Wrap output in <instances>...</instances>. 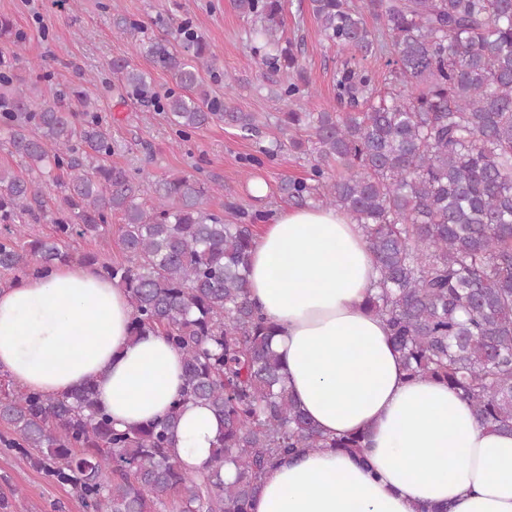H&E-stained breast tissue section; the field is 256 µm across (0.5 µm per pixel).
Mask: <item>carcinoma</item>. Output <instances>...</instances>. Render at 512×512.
Masks as SVG:
<instances>
[{"instance_id":"carcinoma-1","label":"carcinoma","mask_w":512,"mask_h":512,"mask_svg":"<svg viewBox=\"0 0 512 512\" xmlns=\"http://www.w3.org/2000/svg\"><path fill=\"white\" fill-rule=\"evenodd\" d=\"M323 39L350 51L337 72L336 105L275 116L280 137L264 149L305 156L307 178L280 181L293 206L336 208L365 229L379 272L370 310L390 331L410 377L442 380L482 424L512 434V0H310ZM284 0H237L266 69L299 70L282 45ZM140 49L181 89L160 104L184 131L220 120L252 136L270 116L213 97L202 72L207 44L190 21L174 42ZM387 53L375 75L351 62ZM18 53H0V133L23 170L0 169V269L19 277L56 265H95L69 251L120 217L121 263L102 276L133 308L130 336L156 332L184 357L180 398L159 419L116 429L94 386L47 397L0 369L3 441L76 490L83 512H249L278 460L321 448L356 455L363 434L327 438L283 380L273 327L247 295L254 224L224 222L206 207L211 187L189 174L138 201L127 168L112 165L111 128L80 87L68 103L40 106L13 85ZM119 96L143 95L150 76L124 57L110 62ZM309 94L290 83L276 99ZM55 188L56 205L45 191ZM53 236L25 240L30 223ZM208 406L223 424L211 461L188 471L170 454L181 407ZM235 471L228 481L222 471Z\"/></svg>"}]
</instances>
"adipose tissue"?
Here are the masks:
<instances>
[{
	"instance_id": "obj_1",
	"label": "adipose tissue",
	"mask_w": 512,
	"mask_h": 512,
	"mask_svg": "<svg viewBox=\"0 0 512 512\" xmlns=\"http://www.w3.org/2000/svg\"><path fill=\"white\" fill-rule=\"evenodd\" d=\"M378 270L361 225L332 208H281L256 234L248 297L276 329L288 389L324 435L366 434L364 460L326 448L265 474L250 512H512V435L478 421L447 383L408 378L367 310ZM128 295L68 264L0 290V367L57 397L94 384L117 428L162 416L183 387L164 337L130 336ZM220 423L186 402L172 452L209 461Z\"/></svg>"
}]
</instances>
